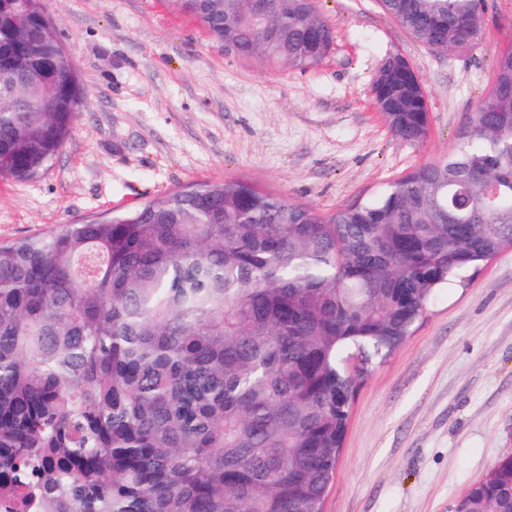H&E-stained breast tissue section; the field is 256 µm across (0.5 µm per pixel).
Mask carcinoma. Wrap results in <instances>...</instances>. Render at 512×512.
Masks as SVG:
<instances>
[{
	"mask_svg": "<svg viewBox=\"0 0 512 512\" xmlns=\"http://www.w3.org/2000/svg\"><path fill=\"white\" fill-rule=\"evenodd\" d=\"M0 8V178L43 174L84 91L44 0ZM241 58L307 70L334 31L308 0H167ZM485 0H382L441 51L483 38ZM265 14L279 37L258 30ZM391 72L393 134L428 107ZM512 249V45L448 157L332 213L254 182L193 183L0 241V503L9 512H322L369 368L435 291ZM512 512V457L461 496Z\"/></svg>",
	"mask_w": 512,
	"mask_h": 512,
	"instance_id": "1",
	"label": "carcinoma"
}]
</instances>
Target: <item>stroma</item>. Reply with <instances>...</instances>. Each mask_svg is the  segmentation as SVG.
<instances>
[{"instance_id":"obj_1","label":"stroma","mask_w":512,"mask_h":512,"mask_svg":"<svg viewBox=\"0 0 512 512\" xmlns=\"http://www.w3.org/2000/svg\"><path fill=\"white\" fill-rule=\"evenodd\" d=\"M335 31L301 71L225 52L165 0H46L86 101L39 177L0 179V240L78 224L197 182L244 178L333 211L447 157L512 41V0H486L484 36L440 52L377 0H314ZM404 56L431 118L396 137L374 106L384 58ZM512 449V250L440 289L375 364L351 411L323 512H453Z\"/></svg>"}]
</instances>
